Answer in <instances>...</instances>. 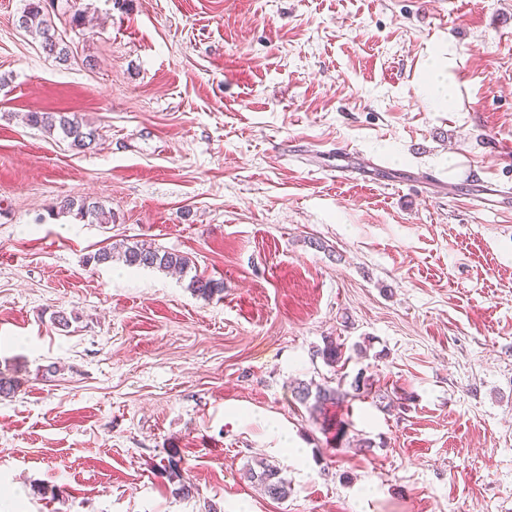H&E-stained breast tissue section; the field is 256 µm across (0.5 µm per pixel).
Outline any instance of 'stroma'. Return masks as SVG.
<instances>
[{"mask_svg": "<svg viewBox=\"0 0 512 512\" xmlns=\"http://www.w3.org/2000/svg\"><path fill=\"white\" fill-rule=\"evenodd\" d=\"M28 2L0 0V512H512V213L473 201L512 189V0H54L65 62ZM122 242L223 294L89 263ZM360 372L367 398L296 399ZM41 4L38 0V3L27 5L18 19L19 27L29 32L34 31L42 39L41 47L44 52L66 60L68 51L66 47L61 46L60 41L55 37V32L51 33L54 30L53 26L46 18L44 7ZM444 54H448L447 56ZM452 51L448 44L431 55L425 62L418 81L417 94L432 107H441L448 104L455 96L452 85L448 87V77L446 74L445 57L448 62L451 59ZM28 121L33 126L43 127L49 131L58 129L62 135L71 139V146L86 149L96 139V130L92 129L74 114L66 112H29ZM59 213L74 214L79 219L91 218L89 220L90 224H111L114 222L111 210L105 211L101 206L85 201L78 204L74 200L67 199L60 205ZM296 395L301 404L308 405L307 408L311 416L316 419L324 414L329 405L339 404L350 393L342 390L340 382L337 387L300 382L297 386ZM245 478L252 483H257L264 494L272 499H284L289 494L288 484L279 477V471L268 464L261 463L259 472L254 468H248Z\"/></svg>", "mask_w": 512, "mask_h": 512, "instance_id": "35a3bbf8", "label": "stroma"}]
</instances>
